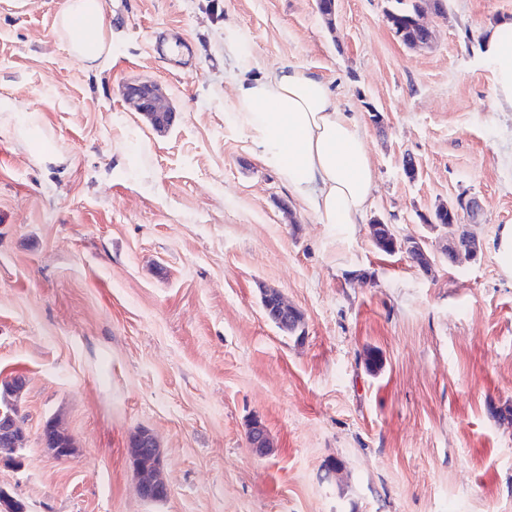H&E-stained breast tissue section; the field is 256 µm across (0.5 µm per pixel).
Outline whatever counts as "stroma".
<instances>
[{
  "label": "stroma",
  "mask_w": 512,
  "mask_h": 512,
  "mask_svg": "<svg viewBox=\"0 0 512 512\" xmlns=\"http://www.w3.org/2000/svg\"><path fill=\"white\" fill-rule=\"evenodd\" d=\"M105 2L112 56L89 73L57 34L64 0H0V97L18 110L0 122V376H25L30 433L0 488L27 512H512V279L490 246L512 224V112L483 42L512 0H444L422 50L390 29V0H336L330 25L316 0ZM284 62L329 81L366 132L376 184L351 236L294 199L237 120L235 79ZM135 79L168 95L167 131L125 105ZM462 196L478 214L454 231L482 250L452 263L425 218ZM378 218L432 271L379 251ZM264 288L304 335L266 318ZM54 416L72 460L35 436ZM140 428L160 445L161 503L136 490ZM261 305L266 317L280 328L290 333L304 329V314L290 305L276 290H267L262 294Z\"/></svg>",
  "instance_id": "stroma-1"
}]
</instances>
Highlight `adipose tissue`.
I'll return each instance as SVG.
<instances>
[{"label": "adipose tissue", "mask_w": 512, "mask_h": 512, "mask_svg": "<svg viewBox=\"0 0 512 512\" xmlns=\"http://www.w3.org/2000/svg\"><path fill=\"white\" fill-rule=\"evenodd\" d=\"M56 30L87 70H100L112 53L101 0H65ZM509 31L512 21L488 27L485 46L494 62L498 106L512 112ZM235 99L258 160L319 223L352 233L371 203L375 169L358 119L337 106L330 85L284 63L271 74L236 82Z\"/></svg>", "instance_id": "obj_1"}]
</instances>
